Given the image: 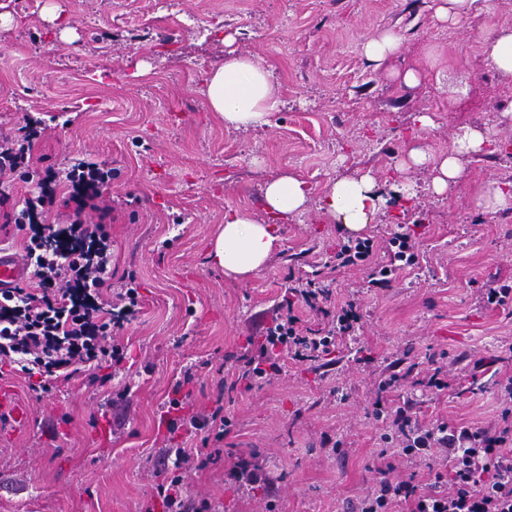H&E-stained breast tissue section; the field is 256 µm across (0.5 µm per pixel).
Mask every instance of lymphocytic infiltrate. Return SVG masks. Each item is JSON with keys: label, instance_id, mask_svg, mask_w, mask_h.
<instances>
[{"label": "lymphocytic infiltrate", "instance_id": "obj_1", "mask_svg": "<svg viewBox=\"0 0 512 512\" xmlns=\"http://www.w3.org/2000/svg\"><path fill=\"white\" fill-rule=\"evenodd\" d=\"M111 171L83 161L60 174L68 199L77 209L100 197ZM389 257L369 276L373 285L389 282L398 271L417 261L416 241L410 229L394 232L386 244L365 237L342 241L336 258L340 267H360L371 262L377 249ZM31 268L30 284L0 292V368L26 376H39L41 390L71 380L80 366L111 367L123 353L108 345L114 329L122 327L139 304L136 288H127L117 302L103 300L102 289L112 278V253L105 235L82 222L35 224L25 245ZM330 295L328 286L286 288L275 308L259 351L247 358L238 373L249 382L262 363L287 354L299 362H315L328 353L337 338L350 335L358 317L351 303L336 311L330 328H311L300 309L319 310ZM392 424L406 440L405 454L440 449L446 469L434 474L435 492H426L409 480L380 481L361 503L359 512H387L405 503L411 512H512V411L501 414L496 433L441 423L421 427L409 408H396Z\"/></svg>", "mask_w": 512, "mask_h": 512}]
</instances>
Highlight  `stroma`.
<instances>
[{"label": "stroma", "instance_id": "obj_1", "mask_svg": "<svg viewBox=\"0 0 512 512\" xmlns=\"http://www.w3.org/2000/svg\"><path fill=\"white\" fill-rule=\"evenodd\" d=\"M432 0H0V133L42 119L29 171L35 180L84 161L112 180L83 219L112 251L113 289L136 288L140 310L116 341L112 404L93 371L45 392L0 373L30 427H0V512H161L157 488L181 479L195 505L223 512H354L384 477L429 487L438 451L405 456L385 414L409 407L425 425L488 429L512 406V210H478L473 192L512 181V75L481 49L487 27H512V0H478L457 25L431 21ZM402 38L382 64L361 46L384 31ZM271 69L282 101L265 130L225 129L202 92L228 50ZM415 72L417 83L403 82ZM428 113L432 128L417 117ZM489 130L465 155V179L427 192L425 169L397 170L414 143L448 149L460 127ZM320 196L339 175L373 171L386 199L365 236L424 227L419 260L386 288L338 267L348 234L316 206L279 225L261 271L239 281L210 265L225 213L262 217V187L281 171ZM416 183L405 198L401 187ZM109 206L107 216L99 207ZM332 286L331 303L354 301L356 335L314 363L280 358L279 374L238 383V359L260 339L288 286ZM198 371L182 408L169 409L184 367ZM448 372L438 393L432 368ZM397 390L378 384L395 371ZM223 404L224 432H169ZM174 448L199 449L186 468ZM254 456L260 482L230 472Z\"/></svg>", "mask_w": 512, "mask_h": 512}]
</instances>
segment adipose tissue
<instances>
[{"label":"adipose tissue","instance_id":"1","mask_svg":"<svg viewBox=\"0 0 512 512\" xmlns=\"http://www.w3.org/2000/svg\"><path fill=\"white\" fill-rule=\"evenodd\" d=\"M204 94L210 110L223 120L225 128L235 130L265 129L281 104L271 71L254 56L234 51L208 72ZM487 139V131L468 127L454 134L445 152L436 154L424 144H413L400 165L431 170L429 189L441 195L463 181L461 156L481 152ZM262 194L266 220L239 211L227 213L210 244L208 260L223 269L226 277L244 279L261 270L278 239V225L302 215L309 204H316L328 219L352 233L374 223L386 204L369 171L336 178L318 197L303 179L284 171L265 181Z\"/></svg>","mask_w":512,"mask_h":512}]
</instances>
